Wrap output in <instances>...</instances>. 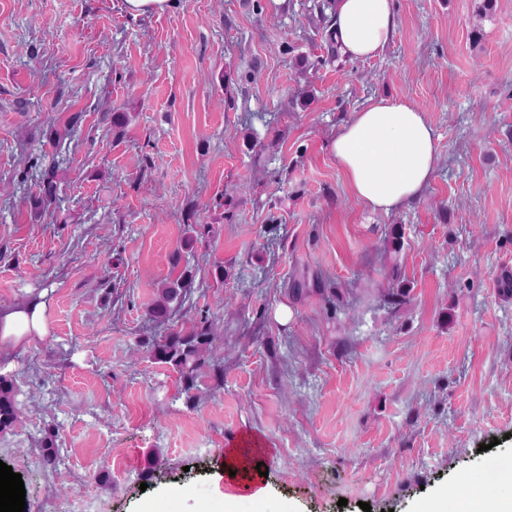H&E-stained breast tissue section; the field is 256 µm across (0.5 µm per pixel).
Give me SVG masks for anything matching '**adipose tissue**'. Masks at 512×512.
I'll list each match as a JSON object with an SVG mask.
<instances>
[{
    "label": "adipose tissue",
    "instance_id": "obj_1",
    "mask_svg": "<svg viewBox=\"0 0 512 512\" xmlns=\"http://www.w3.org/2000/svg\"><path fill=\"white\" fill-rule=\"evenodd\" d=\"M336 38L345 53L366 60L393 38L396 28L391 0H335ZM352 197L373 212L388 215L420 198L438 162L433 127L424 112L401 99L380 98L355 112L330 144ZM48 333L46 304L34 299L0 309V343L16 344ZM256 448L225 455L229 474L217 495L224 506L247 499L262 503V477L243 480L240 471L254 462Z\"/></svg>",
    "mask_w": 512,
    "mask_h": 512
}]
</instances>
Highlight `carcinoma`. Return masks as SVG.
Returning a JSON list of instances; mask_svg holds the SVG:
<instances>
[{"mask_svg": "<svg viewBox=\"0 0 512 512\" xmlns=\"http://www.w3.org/2000/svg\"><path fill=\"white\" fill-rule=\"evenodd\" d=\"M191 280L182 275L178 279L163 282L156 289V298L150 315L157 322H165L178 312L189 291ZM217 325L207 320L196 331L182 335L172 333L157 341L152 347L153 357L178 368L187 380L192 381L198 369L208 360H217L213 346ZM18 388L8 375H0V432L11 429L19 419Z\"/></svg>", "mask_w": 512, "mask_h": 512, "instance_id": "carcinoma-1", "label": "carcinoma"}]
</instances>
